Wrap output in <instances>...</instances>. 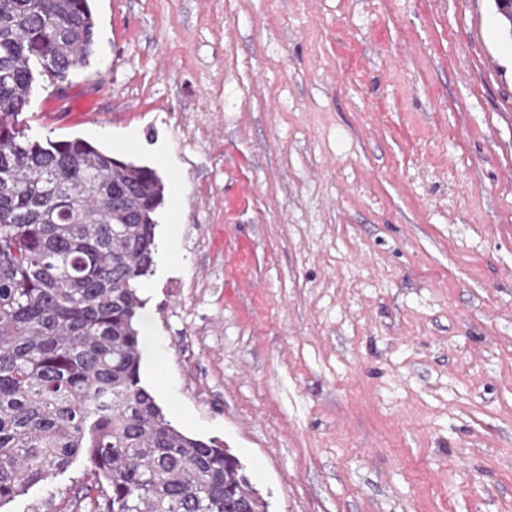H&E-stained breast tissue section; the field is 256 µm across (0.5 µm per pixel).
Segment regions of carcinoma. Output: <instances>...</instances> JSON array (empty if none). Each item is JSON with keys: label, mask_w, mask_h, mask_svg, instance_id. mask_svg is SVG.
Returning a JSON list of instances; mask_svg holds the SVG:
<instances>
[{"label": "carcinoma", "mask_w": 512, "mask_h": 512, "mask_svg": "<svg viewBox=\"0 0 512 512\" xmlns=\"http://www.w3.org/2000/svg\"><path fill=\"white\" fill-rule=\"evenodd\" d=\"M95 39L88 0H0V506L82 456L91 512H269L240 459L179 431L142 385L162 179L18 121Z\"/></svg>", "instance_id": "1"}]
</instances>
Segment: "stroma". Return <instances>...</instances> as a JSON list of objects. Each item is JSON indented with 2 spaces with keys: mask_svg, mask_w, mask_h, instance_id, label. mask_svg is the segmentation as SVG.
<instances>
[{
  "mask_svg": "<svg viewBox=\"0 0 512 512\" xmlns=\"http://www.w3.org/2000/svg\"><path fill=\"white\" fill-rule=\"evenodd\" d=\"M23 119L164 185L141 379L270 512H512V34L493 0H89ZM76 459L0 512H87Z\"/></svg>",
  "mask_w": 512,
  "mask_h": 512,
  "instance_id": "1",
  "label": "stroma"
}]
</instances>
